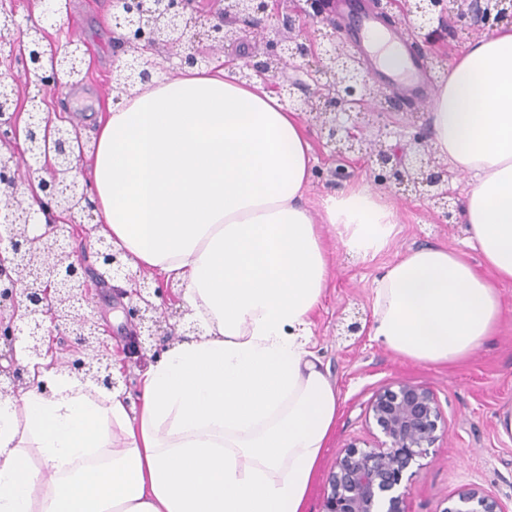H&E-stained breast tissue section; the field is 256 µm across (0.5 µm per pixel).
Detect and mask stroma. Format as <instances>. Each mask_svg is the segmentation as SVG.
Wrapping results in <instances>:
<instances>
[{
  "label": "stroma",
  "instance_id": "stroma-1",
  "mask_svg": "<svg viewBox=\"0 0 512 512\" xmlns=\"http://www.w3.org/2000/svg\"><path fill=\"white\" fill-rule=\"evenodd\" d=\"M48 36L59 45L78 44L83 53L82 90L70 95L68 84L43 89L22 73H11L0 64V77L14 76L20 94L65 99L69 107L90 106L101 115L112 107L113 21L112 0H68L59 22L47 24ZM427 38V60L433 70H445L466 42L449 39L444 26L432 23L420 32ZM105 96H98V89ZM318 159L306 200L316 205L323 196L368 182L365 163L340 164L320 141H313ZM344 175H337V168ZM397 214V232L386 251L364 260L347 252L331 228H324L331 271L320 305L312 315L314 351L322 369L339 395V412L321 456L309 496L308 512H321L327 480L336 459L348 444L369 439L374 429L367 409L374 395L387 385L410 381L429 387L436 394L447 431L443 446L424 461L408 481L409 512H443L449 498L467 486H478L512 506V435H502L498 421L512 412V281L498 283L501 317L495 336L465 361L453 365H430L402 357L373 341L368 328L373 316V281L383 266L410 251L441 246L480 265L478 252L466 245V224L439 220L428 202L380 187ZM94 319L109 330L115 348H123L131 328L124 313L126 298L92 283ZM360 321L356 334L346 327Z\"/></svg>",
  "mask_w": 512,
  "mask_h": 512
}]
</instances>
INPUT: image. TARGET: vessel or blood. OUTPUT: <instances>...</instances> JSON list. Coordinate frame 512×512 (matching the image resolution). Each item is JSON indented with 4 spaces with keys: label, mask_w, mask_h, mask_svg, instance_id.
Wrapping results in <instances>:
<instances>
[{
    "label": "vessel or blood",
    "mask_w": 512,
    "mask_h": 512,
    "mask_svg": "<svg viewBox=\"0 0 512 512\" xmlns=\"http://www.w3.org/2000/svg\"><path fill=\"white\" fill-rule=\"evenodd\" d=\"M347 18L349 24L346 34L349 40L360 51L362 57L371 64L379 80L385 84L400 86L409 102L425 105L435 88L425 60L421 56L406 52L402 37L394 30L384 33L383 45H376L373 36L377 19L371 12L351 10L348 11ZM385 46L403 51L405 65L402 71L393 72L383 66L380 54L382 47Z\"/></svg>",
    "instance_id": "vessel-or-blood-1"
}]
</instances>
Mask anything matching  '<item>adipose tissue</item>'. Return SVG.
I'll use <instances>...</instances> for the list:
<instances>
[{"label":"adipose tissue","mask_w":512,"mask_h":512,"mask_svg":"<svg viewBox=\"0 0 512 512\" xmlns=\"http://www.w3.org/2000/svg\"><path fill=\"white\" fill-rule=\"evenodd\" d=\"M435 153L468 174L476 268L439 246L387 264L369 334L428 364L494 335L512 281V30L470 41L431 102ZM305 127L262 82L186 68L109 109L90 185L100 230L134 267L178 282L202 333L139 379L141 404L41 362L0 401V512H305L338 394L311 348L330 275L322 227L360 258L396 234L369 185L303 198Z\"/></svg>","instance_id":"ef3b65f1"}]
</instances>
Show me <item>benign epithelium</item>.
<instances>
[{
  "instance_id": "7a95c632",
  "label": "benign epithelium",
  "mask_w": 512,
  "mask_h": 512,
  "mask_svg": "<svg viewBox=\"0 0 512 512\" xmlns=\"http://www.w3.org/2000/svg\"><path fill=\"white\" fill-rule=\"evenodd\" d=\"M301 12L328 31V46L322 50L315 41L292 34L296 19L288 14V0H219L218 8L200 9L198 0H112L116 27L121 33L113 37L112 55L135 53L132 60L112 72V86L120 94L134 90L137 84L152 79L154 73L178 59L176 67L199 64L196 52L187 50L200 33H205L213 47L224 48L227 42L240 39L244 32L257 37L256 47L243 64L237 66L239 80H260L277 90H288L291 108L313 116L319 123L320 137L339 159L359 154L373 181L403 190L430 201L442 210V217L453 219L450 174L426 148L425 135L418 131L409 148L398 149L386 142L382 132L376 141L366 139L357 125L349 126L344 118L352 113L372 109L381 115L395 108L388 96H380V86L370 82L359 58L346 49L344 22L336 15V0H304ZM392 0H370L377 18L394 24ZM407 14L424 21L437 18L456 24L453 33L480 27L496 30L512 25V0H412ZM290 31L284 35L283 30ZM43 30L33 25L20 47H10L11 57L20 70L37 78L44 87L59 83L60 75L76 80L82 75L80 48L58 56L45 65ZM290 61L306 62L305 74L311 83H279ZM0 142L23 139L22 157L34 162L53 151L48 177L41 179L46 202L42 204L45 231L33 235L31 208L24 207L22 186L26 179L19 174L15 155L0 154V213L9 224L0 238V345L13 352L20 337L22 359H14L6 372L13 384H24L26 367L21 360L43 358L45 322L57 330L52 340L71 348L74 358L64 372L82 381L116 387L112 373V344L100 333L86 312L89 303L88 282L102 284L122 279L129 289L113 287L128 298L125 307L132 335L126 350L136 354L145 343L168 331L157 316L159 306L152 298L164 296L160 287L151 288L139 280L124 262L122 253L103 239L97 240L95 252L100 269L87 264L86 257L63 245L71 225L91 217L94 202L88 188L77 190V175L85 151L75 153L73 142L80 139L73 131L43 117L55 108L46 97L33 96L19 101L14 84L0 88ZM28 112L29 122L19 127V110ZM382 437L364 448L348 445L336 460L323 498L322 512H408L406 493L401 491L404 473L443 438L445 430L439 401L434 391L413 382H398L378 391L368 406ZM442 512H509L495 496L479 488H463L449 499Z\"/></svg>"
}]
</instances>
